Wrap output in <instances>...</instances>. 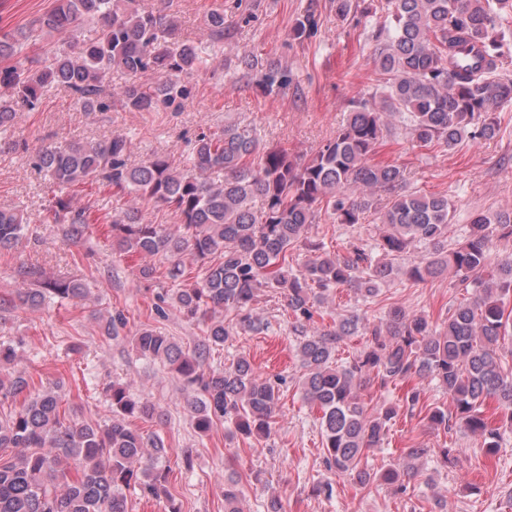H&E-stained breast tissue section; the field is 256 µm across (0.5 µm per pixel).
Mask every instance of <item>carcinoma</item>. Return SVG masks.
Masks as SVG:
<instances>
[{"label": "carcinoma", "mask_w": 512, "mask_h": 512, "mask_svg": "<svg viewBox=\"0 0 512 512\" xmlns=\"http://www.w3.org/2000/svg\"><path fill=\"white\" fill-rule=\"evenodd\" d=\"M387 10L390 28L378 32L382 42L372 54L373 93L350 102L346 122L307 161L267 146L255 128L233 124L201 133L181 167L157 153L130 166L132 145L121 135L44 146L34 166L57 187L47 221L65 239L76 244L89 225L108 222L120 250L164 256L163 278L184 283L176 303L187 318L206 324L204 338L184 349L147 327L133 346L139 357L168 366L197 392L187 407L199 435L224 421L234 438L265 437L275 424L282 380L263 376L244 355L221 371L204 369L229 337L264 329L255 310L259 290L270 288L293 315L302 397L319 413L327 467L362 488L380 481L398 493L418 473L428 449L408 448L377 471L367 456L383 445L401 409L419 408L424 390L414 379L429 378L448 395L455 419L484 439L488 454L497 452L501 428L512 427V367L499 355L502 342H512V256L488 263L494 237H512V211L474 216L464 240L450 247L454 211L448 196L407 190L403 168L371 156L398 125L420 145L436 143L450 153L467 140L497 135L500 109L512 104V70L502 52L505 31L512 28V0H387ZM91 22L100 24V34L80 52L55 48L40 60L21 58L44 35L65 30L75 38ZM317 27L315 15L305 14L295 20L293 37L307 40ZM240 63L246 75L258 76L264 92L287 81L279 68L259 67L247 50ZM205 65L200 43L177 40L172 20L141 10L137 0H56L22 39L0 34V129L58 87L86 112H108L114 101L129 111L175 112L188 95L179 76ZM114 69L132 81L112 87L106 76ZM148 71L166 79L140 81ZM219 172L223 178L211 177ZM94 179L134 204L110 218L96 215L91 204L75 205L71 189ZM149 205L178 217V230L145 221L141 208ZM323 212L348 228L372 213L383 226L381 239L374 248L353 243L331 254L308 236ZM26 224L21 211L0 209V250L22 238ZM416 242L430 247L428 255L404 269L394 266ZM297 251L305 261L295 270L289 258ZM187 255L199 264L192 283ZM399 273L413 284L451 273L471 298L440 324L398 306L372 322L356 312L332 326L314 320L335 290L349 288L371 305L380 285ZM21 275L32 287L0 298V315L35 311L54 299L83 301L91 293L82 279L35 270ZM226 313L234 314L228 322ZM98 318L111 337L127 325L120 310ZM358 335L366 338L363 349L339 361L340 342ZM375 382L402 395L371 412L361 391ZM58 387L38 389L21 375L0 377V396L18 403L0 417V448L18 449L14 459L0 461V512H128L126 490L132 487L165 496L168 512H181L166 486L164 441L131 423L162 419L156 405L114 382L107 390L110 423L79 424L66 416ZM426 419L430 427L448 430V408L431 407ZM242 497L240 480L224 477V512H241Z\"/></svg>", "instance_id": "carcinoma-1"}]
</instances>
